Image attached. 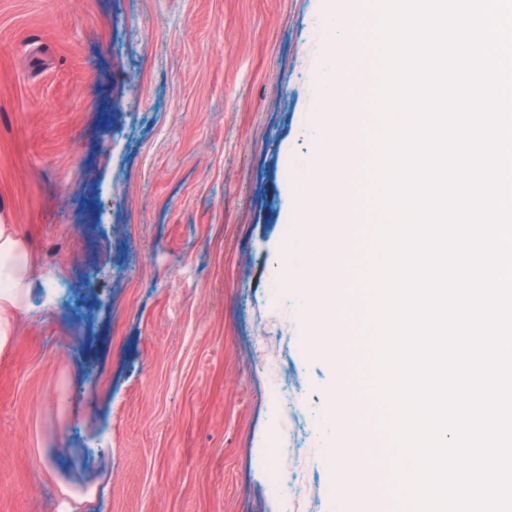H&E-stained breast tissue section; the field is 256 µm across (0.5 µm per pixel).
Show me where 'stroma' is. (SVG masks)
Masks as SVG:
<instances>
[{
  "instance_id": "obj_1",
  "label": "stroma",
  "mask_w": 512,
  "mask_h": 512,
  "mask_svg": "<svg viewBox=\"0 0 512 512\" xmlns=\"http://www.w3.org/2000/svg\"><path fill=\"white\" fill-rule=\"evenodd\" d=\"M345 5L377 27L369 0H0V225L34 271L0 348V512H342L340 373L275 255L317 157L318 16ZM368 312L345 317L364 392Z\"/></svg>"
}]
</instances>
